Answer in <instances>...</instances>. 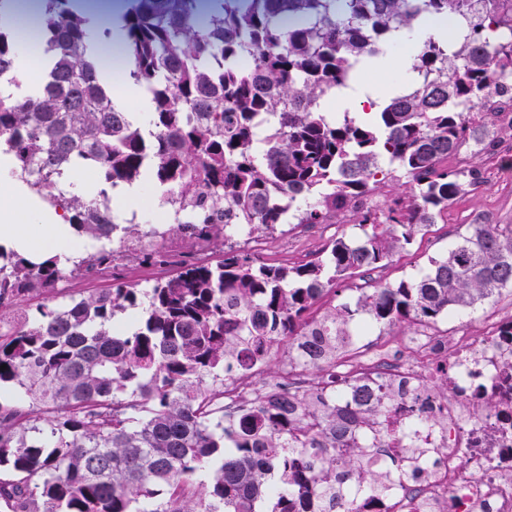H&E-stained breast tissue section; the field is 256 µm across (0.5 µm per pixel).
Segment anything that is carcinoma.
Wrapping results in <instances>:
<instances>
[{
    "label": "carcinoma",
    "mask_w": 512,
    "mask_h": 512,
    "mask_svg": "<svg viewBox=\"0 0 512 512\" xmlns=\"http://www.w3.org/2000/svg\"><path fill=\"white\" fill-rule=\"evenodd\" d=\"M77 2L41 0V90L0 93V147L13 174L77 235L99 241L64 264L0 246V322L14 323L0 334V508L256 512L270 496L271 512H294L315 475L326 512H339L330 472L376 488L360 461L377 444L355 432L331 391L314 399L272 388L231 413L213 399L224 375L265 364L281 345L288 360L325 371L351 345L359 314L390 328L435 325L512 288V225L469 224L425 274L375 284L305 320L340 282L386 266L479 178L448 157L512 137V119L491 128L474 111L494 89L512 93L503 0H212L203 17L200 0H126L114 22ZM431 16L458 20L460 32L418 48L414 77L377 124L326 118L324 99L351 85L358 64ZM112 23L124 31L129 76L150 97L147 137L96 76L93 35ZM19 68L15 34L0 23V80L17 81ZM80 168L113 188L149 175L174 207L167 235L200 236L220 257L167 270L145 293L119 279L58 302V281L120 260L112 209L64 189ZM381 189L385 209L351 211L357 240L340 237L304 263L268 264L230 244L234 224L264 234L329 224ZM142 295L145 316L122 324ZM11 388L25 401L5 399ZM356 396L389 415L384 393ZM219 457L210 480H198Z\"/></svg>",
    "instance_id": "carcinoma-1"
}]
</instances>
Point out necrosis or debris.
<instances>
[{
	"label": "necrosis or debris",
	"mask_w": 512,
	"mask_h": 512,
	"mask_svg": "<svg viewBox=\"0 0 512 512\" xmlns=\"http://www.w3.org/2000/svg\"><path fill=\"white\" fill-rule=\"evenodd\" d=\"M162 231L150 225L141 245H162L168 266L209 251L193 236L163 240ZM510 324L512 306L486 317L477 339L441 336L425 325L395 338L372 325L358 327L360 347L336 366L347 379L339 404L361 432L380 440L363 460L380 480L375 490L343 493L345 512H512V344L501 338ZM363 383L387 384L389 416L377 417L355 399ZM407 388L430 410L408 414ZM486 399L496 402L495 415L474 420L473 405ZM394 458L405 461L403 473L391 472Z\"/></svg>",
	"instance_id": "necrosis-or-debris-1"
}]
</instances>
